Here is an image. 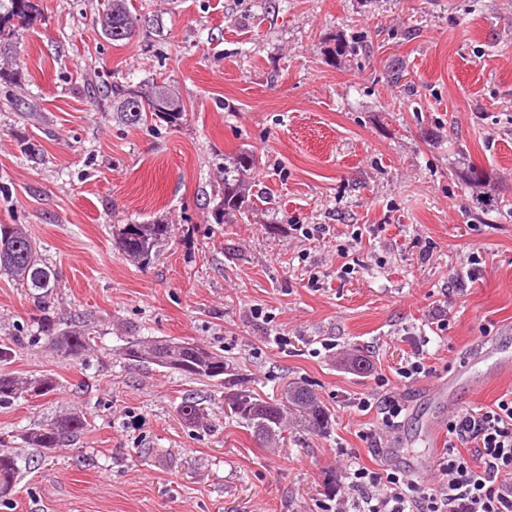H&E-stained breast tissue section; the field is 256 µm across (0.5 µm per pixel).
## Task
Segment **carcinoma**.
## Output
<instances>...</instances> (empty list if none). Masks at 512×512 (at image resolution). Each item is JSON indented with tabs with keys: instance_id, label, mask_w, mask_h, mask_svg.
I'll list each match as a JSON object with an SVG mask.
<instances>
[{
	"instance_id": "1",
	"label": "carcinoma",
	"mask_w": 512,
	"mask_h": 512,
	"mask_svg": "<svg viewBox=\"0 0 512 512\" xmlns=\"http://www.w3.org/2000/svg\"><path fill=\"white\" fill-rule=\"evenodd\" d=\"M36 11L34 0H0V41L11 22L24 20ZM98 21L102 34L119 42L127 40L133 32L138 16L132 14L127 0H107ZM112 111L116 117L128 124H138L156 119L175 126L183 120L186 112L184 101L164 85L151 83H114ZM261 160L253 152L241 151L224 157V186L221 198L214 208L217 223L237 213H242L250 203V179ZM10 234L1 241L0 274L28 288L40 303V315L36 319L39 335L58 357L79 361L89 351L92 332L82 322L72 323L63 328L50 314L51 297L55 288V274L42 258L37 242L21 224L8 225ZM172 225L161 221L147 224H122L116 230L115 244L120 254L139 264L148 265L156 255L157 248L168 235ZM124 359L138 363L155 364L168 368L188 378L205 379L222 385L240 381L236 368L224 361V356L188 341L133 339L122 352ZM56 388V380L35 377L22 381L12 375L0 374V404H9L34 392L47 395ZM236 408L231 415L252 430L255 437L267 445H275L290 421L311 433H325L330 429V416L318 397L307 387L295 385L273 401L257 398L240 391L235 395ZM181 418L188 424L204 419L205 412L200 404L185 400L179 407ZM86 424L84 416L68 414L53 422L26 431L23 442L31 448L49 449L62 440L79 434ZM18 456L0 444V497L14 492L19 480Z\"/></svg>"
}]
</instances>
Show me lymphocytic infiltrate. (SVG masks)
Wrapping results in <instances>:
<instances>
[{
    "mask_svg": "<svg viewBox=\"0 0 512 512\" xmlns=\"http://www.w3.org/2000/svg\"><path fill=\"white\" fill-rule=\"evenodd\" d=\"M423 488L401 471L350 465L349 494L322 512H512V390L453 415Z\"/></svg>",
    "mask_w": 512,
    "mask_h": 512,
    "instance_id": "lymphocytic-infiltrate-1",
    "label": "lymphocytic infiltrate"
}]
</instances>
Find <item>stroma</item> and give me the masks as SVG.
<instances>
[{
    "mask_svg": "<svg viewBox=\"0 0 512 512\" xmlns=\"http://www.w3.org/2000/svg\"><path fill=\"white\" fill-rule=\"evenodd\" d=\"M36 2L9 37L25 77L0 83V224L38 241L54 315L95 346L58 358L33 296L0 275V373L58 382L0 406V440L31 461L0 512H321L354 459L432 482L429 424L512 390V364L478 357H512V0H129L141 22L123 42L102 35L101 0ZM338 36L357 52L333 65ZM129 81L166 84L182 122L118 123L91 87ZM242 149L262 158L248 214L215 223ZM159 219V256L122 258L115 225ZM134 337L211 347L263 398L305 383L331 427L265 448L226 413L227 388L122 359ZM419 349L431 375L396 376ZM379 375L407 410L377 445L357 402ZM188 396L202 424L181 420ZM74 412L73 440L23 443Z\"/></svg>",
    "mask_w": 512,
    "mask_h": 512,
    "instance_id": "obj_1",
    "label": "stroma"
}]
</instances>
